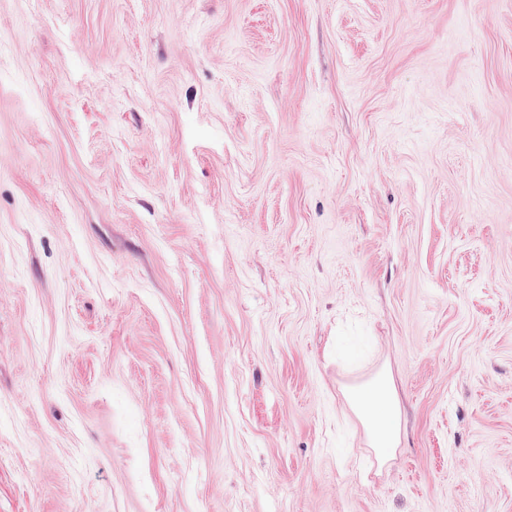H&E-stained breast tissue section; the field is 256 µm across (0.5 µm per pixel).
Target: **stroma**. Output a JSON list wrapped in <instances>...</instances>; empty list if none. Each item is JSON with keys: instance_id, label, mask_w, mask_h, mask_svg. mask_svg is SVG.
Returning a JSON list of instances; mask_svg holds the SVG:
<instances>
[{"instance_id": "1", "label": "stroma", "mask_w": 512, "mask_h": 512, "mask_svg": "<svg viewBox=\"0 0 512 512\" xmlns=\"http://www.w3.org/2000/svg\"><path fill=\"white\" fill-rule=\"evenodd\" d=\"M0 512H512V0H0ZM354 409L367 428L370 445L383 464L400 444V411L390 380L382 376L365 388L352 392Z\"/></svg>"}]
</instances>
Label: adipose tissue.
I'll use <instances>...</instances> for the list:
<instances>
[{
	"instance_id": "ef3b65f1",
	"label": "adipose tissue",
	"mask_w": 512,
	"mask_h": 512,
	"mask_svg": "<svg viewBox=\"0 0 512 512\" xmlns=\"http://www.w3.org/2000/svg\"><path fill=\"white\" fill-rule=\"evenodd\" d=\"M351 399L379 461H387L400 444V411L390 380L382 377L367 387L354 390Z\"/></svg>"
}]
</instances>
